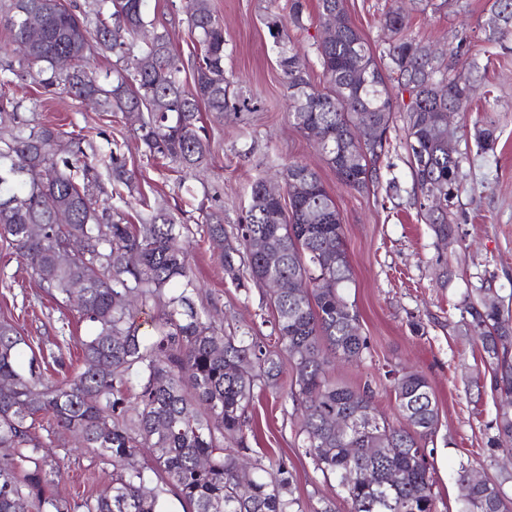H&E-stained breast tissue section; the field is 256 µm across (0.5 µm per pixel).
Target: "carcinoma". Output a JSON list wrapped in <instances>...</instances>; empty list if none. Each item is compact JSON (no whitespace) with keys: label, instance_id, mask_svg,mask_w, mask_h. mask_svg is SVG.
I'll return each mask as SVG.
<instances>
[{"label":"carcinoma","instance_id":"1","mask_svg":"<svg viewBox=\"0 0 512 512\" xmlns=\"http://www.w3.org/2000/svg\"><path fill=\"white\" fill-rule=\"evenodd\" d=\"M31 11L40 18L36 41L27 35ZM302 14L301 0H292L288 17H266L293 125L307 136L318 131V146L339 182L359 191L374 182L376 165L387 156L394 113H406L414 194L436 236H455L448 202L458 196L463 158L448 153L444 117L460 97L471 96L475 81L406 33V16L397 8L382 21L390 33L384 66L345 12L330 41L313 43L318 90L309 58L288 44L286 24L305 30ZM0 21L16 45L14 59L0 66V122L10 123L0 134V237L21 251L53 299L69 302L74 285L83 284L77 311L90 326L82 340L84 369L48 377L33 362L26 372L19 368L24 338L0 321V512H17L19 502L32 512H162L170 493L186 512H305L281 459L259 466L249 490H239L254 390L282 389L283 352L295 366L286 396L301 409L303 447L317 469L337 481L351 512H436L422 440L435 433L439 410L426 376L389 371L395 426L376 407L369 385L329 374L333 359L362 363L368 344L344 295L352 271L342 218L316 170L298 162L285 168L286 204L268 198L263 179H255L239 246L226 242L224 225L208 227L237 286L246 287L245 277L260 289L268 279L286 284L265 291L280 345L273 351L245 332H225L194 307L187 227L158 211L138 224L125 222L123 208L132 206L135 186L119 153L102 162L86 152L83 137L62 143L55 128L22 119L24 100L6 91L10 76L36 65L43 94L65 92L100 112L135 109L146 153L200 168L210 155L200 107L223 117L254 109L251 98L229 95L224 84V26L210 0L188 5V32L199 47L191 88L168 33L143 38L151 25L145 0H87L79 14L60 0H10ZM483 29L490 41L512 40V0H492ZM108 53L116 64L112 80L103 81L88 60ZM139 56L151 57L152 67L138 70L133 60ZM63 60L69 66H60ZM394 88L409 93L410 102L400 104ZM365 116L375 131L359 126ZM47 196L67 213L65 223L42 206ZM72 241L85 243L84 251L59 261ZM176 282L179 291L171 288ZM134 302L159 309L148 340L139 336ZM464 311L468 331L491 361L495 388L512 394V319L483 299L467 301ZM131 390L132 401L126 398ZM339 413L360 428L336 433L332 420ZM41 416L112 463L111 495L77 501L52 491L61 470L40 453L34 429ZM496 430L494 442L511 453L512 415L498 417ZM142 448L152 456L146 467L134 463ZM459 512H512V498L499 483H473Z\"/></svg>","mask_w":512,"mask_h":512}]
</instances>
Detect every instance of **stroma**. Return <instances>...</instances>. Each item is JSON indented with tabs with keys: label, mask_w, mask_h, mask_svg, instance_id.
<instances>
[{
	"label": "stroma",
	"mask_w": 512,
	"mask_h": 512,
	"mask_svg": "<svg viewBox=\"0 0 512 512\" xmlns=\"http://www.w3.org/2000/svg\"><path fill=\"white\" fill-rule=\"evenodd\" d=\"M286 2L211 0L227 41L224 80L257 97L260 106L235 119L202 112L211 155L197 174L147 157L136 125L122 113L95 111L65 93L44 98L29 74L15 78L11 90L25 97V118L84 136L98 155L120 144L148 205L165 209L190 229L196 308L213 322L240 328L264 342L272 332L273 312L260 289L232 284L208 239V217H223L227 237H235L253 180L280 176L293 162L315 169L343 219L352 270L347 296L369 343L362 364L332 363L331 375L352 385L370 384L376 406L389 417L395 413L390 370L411 367L428 378L439 408L438 429L426 442L432 451L437 512H457L456 472L465 460L512 497V466L491 444L495 421L512 402L493 391L490 366L462 316L466 298L485 287L504 311L512 312V41L504 47L487 42L482 23L489 0H459L437 13L416 10L410 0H347L348 14L377 60H384L388 47L380 18L399 5L408 15L409 33L439 51H453L457 72H468L475 64L481 68L475 96L452 117L465 179L451 207L457 239L446 245L426 223L413 192L403 113L394 116L390 154L379 166L377 181L363 191L342 186L313 141L290 123L276 50L265 25L267 14L281 11ZM146 12L157 29L168 31L184 60H191L195 48L184 6L146 0ZM489 122L495 127V144L481 152L474 135ZM0 320L11 322L24 337L19 359L24 367L46 356L59 327L69 324L70 355L64 371L82 369L79 342L89 333L87 324L79 321L73 307L39 288L15 248L1 239ZM248 416L251 461L283 459L306 512L326 500L339 512H349L336 481L325 478L306 455L291 399L269 389L256 391ZM36 434L44 451L61 461L59 491L77 499L111 494L108 461L77 447L61 428H40Z\"/></svg>",
	"instance_id": "35a3bbf8"
}]
</instances>
